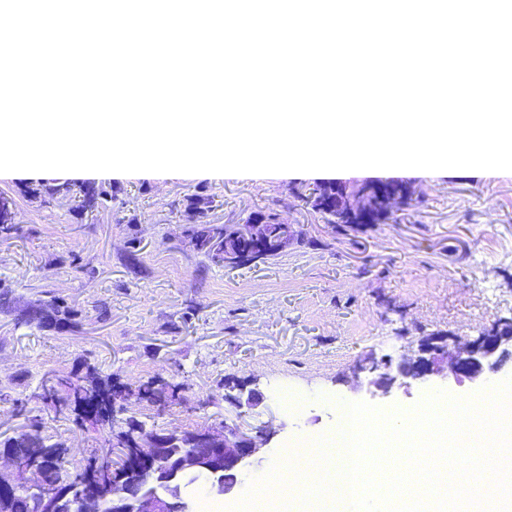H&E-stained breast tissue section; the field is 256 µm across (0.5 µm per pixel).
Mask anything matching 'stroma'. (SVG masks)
<instances>
[{
	"instance_id": "1",
	"label": "stroma",
	"mask_w": 512,
	"mask_h": 512,
	"mask_svg": "<svg viewBox=\"0 0 512 512\" xmlns=\"http://www.w3.org/2000/svg\"><path fill=\"white\" fill-rule=\"evenodd\" d=\"M82 178L0 175L17 233L0 236V392L23 396L25 414L0 402V440L29 420L72 446L75 459L103 447L104 431L53 419L34 395L50 371L81 362L135 385L186 382V401L133 405L129 416L157 431L197 429L236 411L224 381L251 383L263 398L245 426L275 434L247 471L264 474L289 440L334 427L345 402L409 410L439 387L466 397L478 385L431 376L370 392L364 358L400 360L425 336H477L512 317V173L411 179L409 205L383 224L326 223L307 197L311 178L254 179L207 173L97 180L111 201L82 209ZM205 220L240 224L276 213L299 231L282 254L244 267L213 265L187 234L195 194ZM78 310L67 331L18 325L14 312L50 297ZM106 318H99L98 307Z\"/></svg>"
}]
</instances>
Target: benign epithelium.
<instances>
[{
    "label": "benign epithelium",
    "instance_id": "1",
    "mask_svg": "<svg viewBox=\"0 0 512 512\" xmlns=\"http://www.w3.org/2000/svg\"><path fill=\"white\" fill-rule=\"evenodd\" d=\"M366 204L364 193L346 198L336 207L338 212L356 214ZM297 230L279 222L275 233L274 252L285 251L297 240ZM451 337L425 339L414 355L394 364L387 359L370 358L360 370L374 375L372 385L384 397L391 393L397 377L418 379L436 375L462 383L467 379L479 382L487 372H496L512 359V318L499 319L491 328L462 343L450 352ZM224 397L239 410L238 417L255 406L261 393L247 384L224 382ZM173 428L149 430L141 422L130 434L112 430L111 448L120 449L121 457L144 465L127 470L139 484L137 491L126 487V474L112 479V490L94 481L88 491L65 490L43 479V467L38 458H23L11 451L0 452V483L15 495L29 496L39 501L40 512H190L186 490L197 476L209 477V491L216 496L230 495L255 456L266 445L271 429L260 425L248 432L236 423L215 424L192 431Z\"/></svg>",
    "mask_w": 512,
    "mask_h": 512
}]
</instances>
